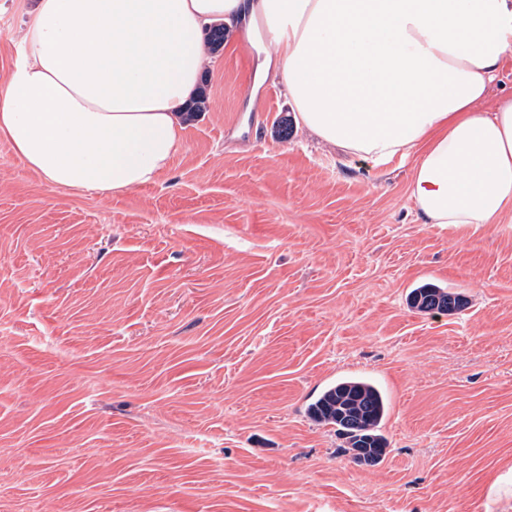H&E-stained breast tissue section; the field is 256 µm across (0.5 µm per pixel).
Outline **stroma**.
<instances>
[{"mask_svg": "<svg viewBox=\"0 0 512 512\" xmlns=\"http://www.w3.org/2000/svg\"><path fill=\"white\" fill-rule=\"evenodd\" d=\"M30 0H0V83ZM263 27L207 51L155 182L49 185L0 136V512H512V223L424 224L411 164L296 130ZM434 282L462 311L413 308ZM374 380L387 454L307 413Z\"/></svg>", "mask_w": 512, "mask_h": 512, "instance_id": "stroma-1", "label": "stroma"}]
</instances>
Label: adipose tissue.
Masks as SVG:
<instances>
[{
	"label": "adipose tissue",
	"instance_id": "adipose-tissue-1",
	"mask_svg": "<svg viewBox=\"0 0 512 512\" xmlns=\"http://www.w3.org/2000/svg\"><path fill=\"white\" fill-rule=\"evenodd\" d=\"M0 89V135L61 189L119 193L183 148L207 26L270 33L260 79L296 128L352 158L413 160L427 224L512 216V92L480 111L512 58V0H33Z\"/></svg>",
	"mask_w": 512,
	"mask_h": 512
}]
</instances>
